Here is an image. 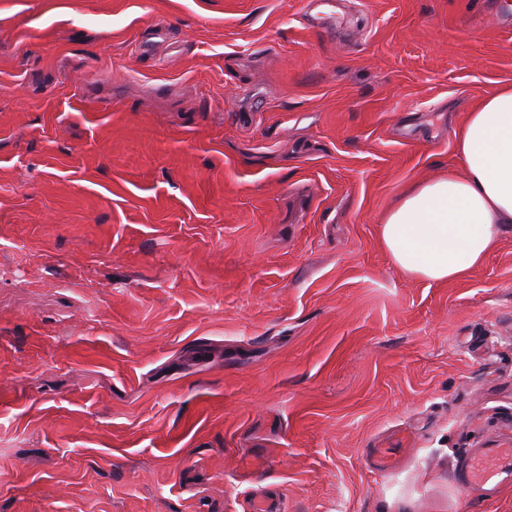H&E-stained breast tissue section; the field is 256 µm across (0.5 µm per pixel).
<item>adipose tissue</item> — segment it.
<instances>
[{
    "label": "adipose tissue",
    "mask_w": 512,
    "mask_h": 512,
    "mask_svg": "<svg viewBox=\"0 0 512 512\" xmlns=\"http://www.w3.org/2000/svg\"><path fill=\"white\" fill-rule=\"evenodd\" d=\"M454 150L464 176L412 185L378 226L394 265L436 284L464 279L512 224V84L468 112Z\"/></svg>",
    "instance_id": "1"
}]
</instances>
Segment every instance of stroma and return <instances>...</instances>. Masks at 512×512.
<instances>
[{
	"instance_id": "35a3bbf8",
	"label": "stroma",
	"mask_w": 512,
	"mask_h": 512,
	"mask_svg": "<svg viewBox=\"0 0 512 512\" xmlns=\"http://www.w3.org/2000/svg\"><path fill=\"white\" fill-rule=\"evenodd\" d=\"M0 0V512H512V228L378 240L512 83V0ZM394 449L376 469L370 451ZM460 482L482 498L494 497L512 487V448H468L463 458Z\"/></svg>"
}]
</instances>
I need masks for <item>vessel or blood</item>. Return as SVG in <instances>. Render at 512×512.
Listing matches in <instances>:
<instances>
[{"mask_svg":"<svg viewBox=\"0 0 512 512\" xmlns=\"http://www.w3.org/2000/svg\"><path fill=\"white\" fill-rule=\"evenodd\" d=\"M460 482L481 497L496 496L512 487V448L481 447L467 449Z\"/></svg>","mask_w":512,"mask_h":512,"instance_id":"1","label":"vessel or blood"}]
</instances>
